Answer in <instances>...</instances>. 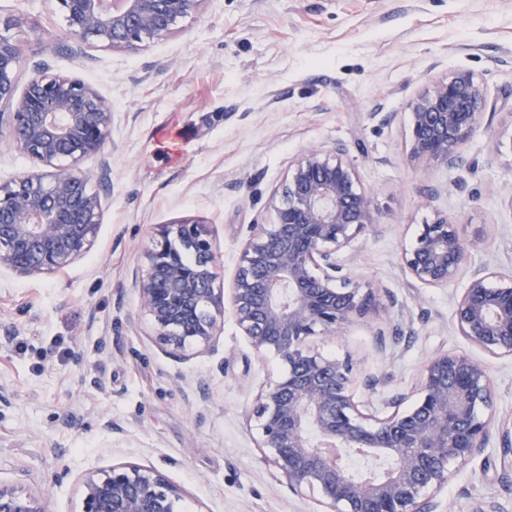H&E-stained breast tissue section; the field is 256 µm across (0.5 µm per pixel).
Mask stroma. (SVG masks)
<instances>
[{
    "instance_id": "35a3bbf8",
    "label": "stroma",
    "mask_w": 512,
    "mask_h": 512,
    "mask_svg": "<svg viewBox=\"0 0 512 512\" xmlns=\"http://www.w3.org/2000/svg\"><path fill=\"white\" fill-rule=\"evenodd\" d=\"M20 47L16 82L47 70L93 84L112 103L111 171L91 188L103 217L92 252L64 272L0 270V480L78 512L77 479L120 462L161 470L182 512H318L262 461L246 418L281 372L257 356L224 307L219 350L170 358L151 339L132 287L159 225L211 228L231 284L254 224L290 162L314 145H348L374 224L355 243L352 275L389 295L380 314L314 346L352 355L381 383L382 408L416 385L440 352L482 362L499 419L512 420V357L458 335L454 298L472 270H512V0H203L197 14L136 52L81 44L56 0H0ZM459 71L495 103L456 167L410 157V102ZM457 224L469 260L445 288H422L402 252L437 215ZM440 512H473L494 493L512 512V469L492 443L453 465Z\"/></svg>"
}]
</instances>
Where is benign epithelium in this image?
<instances>
[{"mask_svg": "<svg viewBox=\"0 0 512 512\" xmlns=\"http://www.w3.org/2000/svg\"><path fill=\"white\" fill-rule=\"evenodd\" d=\"M203 0H57L82 43L135 51L171 32ZM20 50L0 33V107H8L10 142L42 170L0 183V268L21 277L61 272L95 246L100 197L82 163L104 153L112 104L92 85L39 71L16 96ZM482 83L469 72L436 81L411 103L410 152L455 167L471 136L485 127ZM273 224H254L230 294L238 327L254 351L273 353L284 373L259 389L250 420L263 461L292 493L317 495L320 512H438L449 468L501 441L512 467V423L496 422L486 368L466 354L441 352L422 367L411 395L371 410L356 398L350 355L326 358L311 345L357 319L380 312L387 289L345 272L342 253L374 223L371 198L343 142L313 146L288 166ZM189 252L193 262L181 254ZM410 279L446 288L468 261L457 225L446 216L422 225L402 254ZM205 224L180 221L159 231L134 287L154 340L181 359L215 350L224 326V284ZM456 330L471 346L512 357V272L486 263L455 300ZM363 448L389 463L380 475L358 477L343 459ZM81 512H179L181 494L153 466L118 463L79 478ZM0 512H49L43 495L0 482Z\"/></svg>", "mask_w": 512, "mask_h": 512, "instance_id": "benign-epithelium-1", "label": "benign epithelium"}]
</instances>
